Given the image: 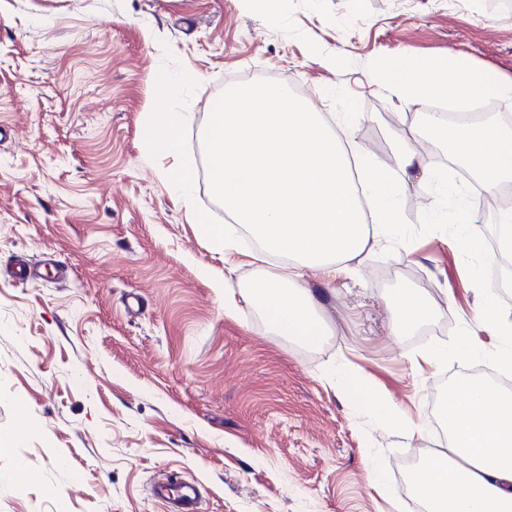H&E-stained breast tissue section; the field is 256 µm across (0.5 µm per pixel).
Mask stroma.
Instances as JSON below:
<instances>
[{"mask_svg":"<svg viewBox=\"0 0 512 512\" xmlns=\"http://www.w3.org/2000/svg\"><path fill=\"white\" fill-rule=\"evenodd\" d=\"M276 21L243 0H0V512H170L153 495L195 480L202 512H388L395 475L437 449L453 382L512 385L481 355L432 365L493 288L512 315V253L499 212L462 162L376 86L383 58L455 55L512 74V7L500 0H280ZM176 108L189 196L161 176L142 134L159 72ZM323 114L353 113L351 145L399 178L398 149L462 188L483 242L479 285L453 246L442 185L400 194L403 236L364 254L325 295L329 327L301 345L240 300L230 279L263 266L224 251L192 216L230 218L207 172L212 114L243 75ZM40 274L12 279L17 264ZM435 308L391 333L389 295ZM360 377L343 387L340 373ZM403 417L392 425L382 400Z\"/></svg>","mask_w":512,"mask_h":512,"instance_id":"obj_1","label":"stroma"}]
</instances>
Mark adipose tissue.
<instances>
[{"label":"adipose tissue","mask_w":512,"mask_h":512,"mask_svg":"<svg viewBox=\"0 0 512 512\" xmlns=\"http://www.w3.org/2000/svg\"><path fill=\"white\" fill-rule=\"evenodd\" d=\"M375 80L404 100L512 103V75L464 58L404 55L382 60ZM168 92L148 113L146 150L182 157L179 114ZM353 116L333 127L321 113L273 84L242 85L227 93L211 128L209 175L225 213L245 226L258 245L257 259L288 262L287 273H265L244 288L224 292V313L235 316L239 299L259 305L281 335L312 345L323 336L319 316L324 294L303 279L311 266L328 278L350 275V263L386 239L401 219L399 187L424 180L428 172L411 146L400 148L399 182L370 158L350 154ZM455 156L479 177L486 191L512 180V129L492 122L457 121L448 127ZM175 190L187 193L193 173L186 165L164 173ZM393 335L433 313L424 298L406 291L389 296ZM474 321L500 338L490 358L512 368V321L487 294ZM448 448L428 456L408 475L426 512H512V391L475 380L453 387L442 409Z\"/></svg>","instance_id":"obj_1"}]
</instances>
